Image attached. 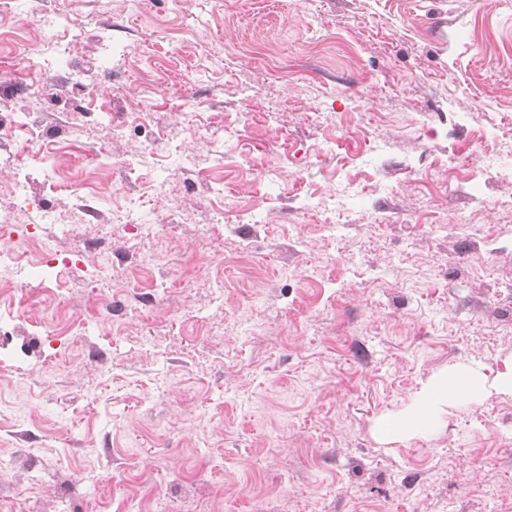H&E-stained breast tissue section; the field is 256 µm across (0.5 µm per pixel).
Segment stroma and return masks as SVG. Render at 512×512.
Returning a JSON list of instances; mask_svg holds the SVG:
<instances>
[{
  "mask_svg": "<svg viewBox=\"0 0 512 512\" xmlns=\"http://www.w3.org/2000/svg\"><path fill=\"white\" fill-rule=\"evenodd\" d=\"M0 91L48 154L0 300V512H512V0H0ZM37 42L62 73L34 74ZM51 93L33 91L34 79ZM136 208L142 226L118 223ZM259 212L261 224L237 222ZM487 377L477 367H461L433 379L403 412L379 427V433L398 438L417 430H426L434 409L441 404H452L476 398L486 391Z\"/></svg>",
  "mask_w": 512,
  "mask_h": 512,
  "instance_id": "35a3bbf8",
  "label": "stroma"
}]
</instances>
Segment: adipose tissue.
Instances as JSON below:
<instances>
[{
  "mask_svg": "<svg viewBox=\"0 0 512 512\" xmlns=\"http://www.w3.org/2000/svg\"><path fill=\"white\" fill-rule=\"evenodd\" d=\"M495 384L504 393H512V366L497 373L494 379L476 367H461L433 379L403 412L395 415L382 428V436L398 438L417 430L427 429L434 409L442 404H452L479 396L487 384Z\"/></svg>",
  "mask_w": 512,
  "mask_h": 512,
  "instance_id": "1",
  "label": "adipose tissue"
}]
</instances>
